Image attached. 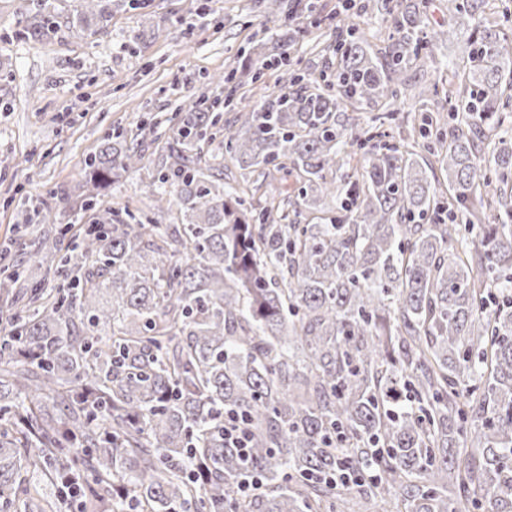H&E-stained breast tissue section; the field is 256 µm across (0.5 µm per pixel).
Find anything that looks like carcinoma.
<instances>
[{
  "mask_svg": "<svg viewBox=\"0 0 512 512\" xmlns=\"http://www.w3.org/2000/svg\"><path fill=\"white\" fill-rule=\"evenodd\" d=\"M511 1L448 0V24L468 20L449 64L423 0H384L378 53L336 15L318 80L290 69L297 36L279 41V93L224 96L238 187L199 157L219 101L188 95L144 184L181 224L98 206L143 159L122 132L88 159L79 241L33 206V259L64 284L0 272V512H512ZM48 2L18 8L35 40L56 32ZM112 5L80 0L69 36L106 32ZM428 60L451 73L428 89L435 112L385 140ZM349 106L375 125L355 132ZM279 173L307 223H285L286 192L247 199ZM224 441L232 448L247 453L250 439L243 419L231 415L224 416Z\"/></svg>",
  "mask_w": 512,
  "mask_h": 512,
  "instance_id": "obj_1",
  "label": "carcinoma"
}]
</instances>
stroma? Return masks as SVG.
<instances>
[{"mask_svg":"<svg viewBox=\"0 0 512 512\" xmlns=\"http://www.w3.org/2000/svg\"><path fill=\"white\" fill-rule=\"evenodd\" d=\"M51 3L60 31L34 40L21 33L18 0H0V248H12L46 288L59 281L28 259L40 231L24 221L31 200L54 204L57 223H89L60 196L79 193L88 158L120 127L141 134L142 168L105 191L101 203L149 216L141 180L158 170L157 144L171 134L169 118L189 93L223 97L210 76L241 65L278 31L265 20L266 0H150L143 10L113 8L106 34L76 40L65 29L76 0ZM447 78L436 64L409 68L408 94L395 110L414 117L423 110L415 94ZM151 119L157 127L138 132L140 121Z\"/></svg>","mask_w":512,"mask_h":512,"instance_id":"obj_1","label":"stroma"}]
</instances>
